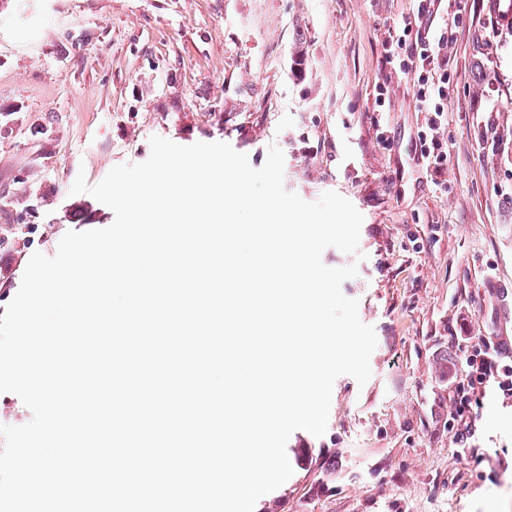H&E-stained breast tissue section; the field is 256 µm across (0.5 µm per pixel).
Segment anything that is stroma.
I'll return each instance as SVG.
<instances>
[{"label": "stroma", "mask_w": 512, "mask_h": 512, "mask_svg": "<svg viewBox=\"0 0 512 512\" xmlns=\"http://www.w3.org/2000/svg\"><path fill=\"white\" fill-rule=\"evenodd\" d=\"M413 0H0V315L33 253L113 211L71 191L140 163L149 140L222 141L284 186L362 214L342 292L377 346L365 385H333L327 428L294 431L291 477L254 512H512V398L485 399L468 452L445 375L467 337L512 336V29L465 15L435 177L427 114L385 63ZM386 82L384 105L377 85Z\"/></svg>", "instance_id": "obj_1"}]
</instances>
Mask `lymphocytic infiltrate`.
Wrapping results in <instances>:
<instances>
[{
  "label": "lymphocytic infiltrate",
  "mask_w": 512,
  "mask_h": 512,
  "mask_svg": "<svg viewBox=\"0 0 512 512\" xmlns=\"http://www.w3.org/2000/svg\"><path fill=\"white\" fill-rule=\"evenodd\" d=\"M462 20L461 0H414L411 14L389 29L385 41L387 64L397 65L399 72L410 79L417 102L428 114L418 141L421 153L438 176L447 167L441 130L457 87L456 74L448 66L447 49ZM493 346V339L485 336L473 343L467 359L466 385L450 387L454 394L452 417L464 425L456 437L458 443H467L474 435L477 410L488 390L512 398V360L499 356Z\"/></svg>",
  "instance_id": "lymphocytic-infiltrate-1"
}]
</instances>
